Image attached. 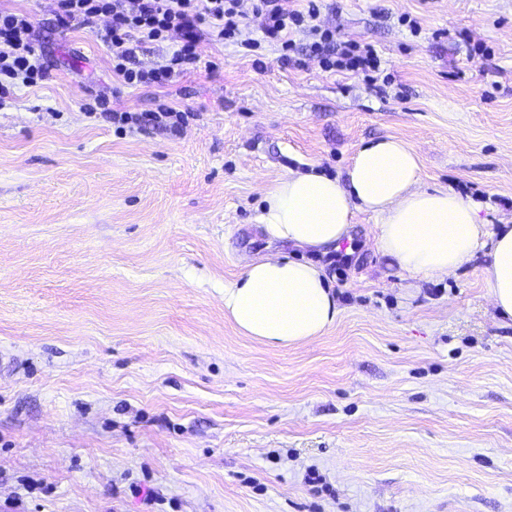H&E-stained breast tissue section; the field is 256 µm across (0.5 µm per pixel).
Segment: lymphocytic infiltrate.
Returning a JSON list of instances; mask_svg holds the SVG:
<instances>
[{"label": "lymphocytic infiltrate", "mask_w": 512, "mask_h": 512, "mask_svg": "<svg viewBox=\"0 0 512 512\" xmlns=\"http://www.w3.org/2000/svg\"><path fill=\"white\" fill-rule=\"evenodd\" d=\"M295 0H252L251 13L240 9V0H56V21L60 28L80 25L94 29L106 46L112 73L129 87H166L175 78L194 71L200 56L197 47L207 39L235 43L248 50L275 44L283 65L298 66L296 44L289 34L307 30L313 37L310 52L328 71L375 72L381 62L371 44L340 42L334 30L321 28L318 0H307L306 9ZM260 18V35L246 34L247 15ZM109 25L97 29L99 17ZM28 15L0 11V105L17 85L33 86L43 78L41 48L32 38ZM177 37L178 43L164 62L150 69L132 67L131 61L143 48Z\"/></svg>", "instance_id": "f902f5d3"}]
</instances>
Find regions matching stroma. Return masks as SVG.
Here are the masks:
<instances>
[{"instance_id":"obj_1","label":"stroma","mask_w":512,"mask_h":512,"mask_svg":"<svg viewBox=\"0 0 512 512\" xmlns=\"http://www.w3.org/2000/svg\"><path fill=\"white\" fill-rule=\"evenodd\" d=\"M54 8L0 0L47 71L0 107V512H512V320L486 251L414 279L367 214L324 256L257 221L278 178L344 176L393 136L419 189L512 224V0H323L380 79L204 41L165 88L121 85ZM100 96L187 119L119 131ZM284 252L324 265L340 309L288 348L224 317L225 283Z\"/></svg>"}]
</instances>
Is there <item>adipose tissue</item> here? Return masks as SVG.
<instances>
[{
    "instance_id": "ef3b65f1",
    "label": "adipose tissue",
    "mask_w": 512,
    "mask_h": 512,
    "mask_svg": "<svg viewBox=\"0 0 512 512\" xmlns=\"http://www.w3.org/2000/svg\"><path fill=\"white\" fill-rule=\"evenodd\" d=\"M422 160L404 141L387 137L360 147L345 178L291 172L267 190L259 215L269 241L325 255L347 238L356 213L376 222L380 251L410 277L454 273L479 249L499 314L512 319V225L492 228L472 201L446 190L418 189ZM338 303L323 266L310 260L260 257L224 287V316L240 333L290 347L321 336Z\"/></svg>"
}]
</instances>
